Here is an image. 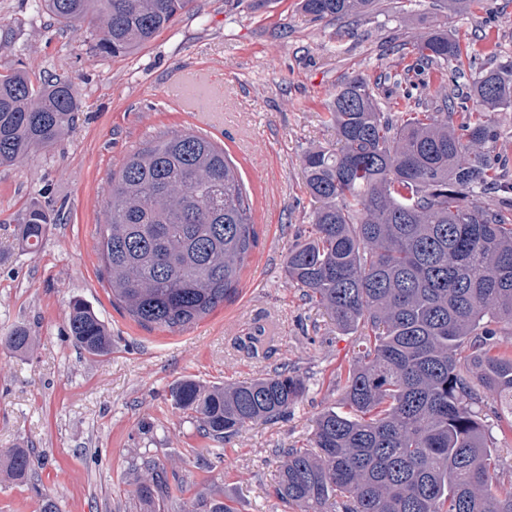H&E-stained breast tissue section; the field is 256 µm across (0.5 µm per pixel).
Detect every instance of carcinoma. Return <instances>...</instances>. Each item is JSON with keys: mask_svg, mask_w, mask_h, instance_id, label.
I'll use <instances>...</instances> for the list:
<instances>
[{"mask_svg": "<svg viewBox=\"0 0 512 512\" xmlns=\"http://www.w3.org/2000/svg\"><path fill=\"white\" fill-rule=\"evenodd\" d=\"M192 0H36L61 26L90 22L102 55L126 56L168 28ZM316 19L364 16L377 0H300ZM413 67L441 82L414 109L388 112L381 79L354 75L326 105L337 142L301 157L315 204L311 235L289 252L286 274L322 305L336 329L359 334L344 373L346 412L326 410L308 444L279 452L276 496L295 512H512L500 490L490 425L496 405L512 433V183L501 181L499 146L512 141L494 116L512 112V57L473 53L446 30L400 45ZM79 110L65 80L27 69L0 73V165L52 147ZM100 254L120 307L144 328L180 331L237 291L257 245L253 203L237 165L210 138L164 133L129 154L110 177ZM499 197L496 206L480 198ZM50 216L34 208L22 244L42 241ZM69 330L90 355L112 348L103 321L81 299ZM0 346L28 349L17 328ZM306 390L288 369L206 388L175 384V408L217 441L283 419ZM30 455L12 452L24 476ZM140 493L164 500L153 468Z\"/></svg>", "mask_w": 512, "mask_h": 512, "instance_id": "cac0c4a2", "label": "carcinoma"}]
</instances>
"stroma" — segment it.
<instances>
[{"mask_svg":"<svg viewBox=\"0 0 512 512\" xmlns=\"http://www.w3.org/2000/svg\"><path fill=\"white\" fill-rule=\"evenodd\" d=\"M445 29L461 43L512 55V0L469 12L442 0H378L365 17L313 19L300 0H194L136 54L98 56L94 26L60 30L34 0H0V72L27 66L70 81L81 107L53 148L0 166V335L27 330V351L0 347V512H154L138 491L143 459L173 488L168 512L220 500L235 512H289L274 495L277 449L303 447L317 416L340 410L330 377L354 357V337L305 299L285 265L307 237L314 204L300 157L336 142L325 104L352 74L381 78L387 107L401 101L389 74L391 48ZM208 71L224 111H185L169 93L184 69ZM209 135L238 165L252 196L259 234L234 297L184 330L147 329L112 303L98 251L113 170L162 132ZM54 218L37 252L18 228L34 205ZM88 302L112 348L92 357L69 331V303ZM265 327L259 354L240 341ZM303 376L307 390L288 420L258 424L227 442L198 432L169 391L185 378L221 386L277 367ZM29 452L26 476L6 469L13 450Z\"/></svg>","mask_w":512,"mask_h":512,"instance_id":"35a3bbf8","label":"stroma"}]
</instances>
